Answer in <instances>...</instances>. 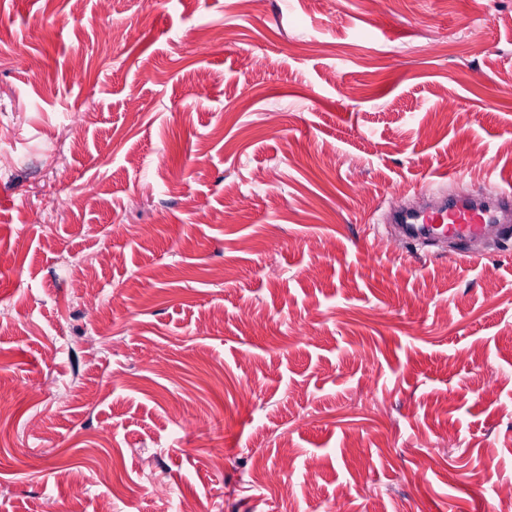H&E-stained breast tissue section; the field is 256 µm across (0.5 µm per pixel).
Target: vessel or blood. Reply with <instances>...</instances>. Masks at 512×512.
<instances>
[{"mask_svg":"<svg viewBox=\"0 0 512 512\" xmlns=\"http://www.w3.org/2000/svg\"><path fill=\"white\" fill-rule=\"evenodd\" d=\"M507 206H512L511 188L501 189L493 203L456 196L422 210L395 212L392 220L410 241H450L465 246L481 240L491 224L499 225L502 238H511L512 226L506 224L503 213Z\"/></svg>","mask_w":512,"mask_h":512,"instance_id":"vessel-or-blood-1","label":"vessel or blood"}]
</instances>
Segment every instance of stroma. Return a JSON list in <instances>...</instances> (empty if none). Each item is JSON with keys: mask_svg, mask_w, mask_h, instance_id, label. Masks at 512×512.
I'll use <instances>...</instances> for the list:
<instances>
[{"mask_svg": "<svg viewBox=\"0 0 512 512\" xmlns=\"http://www.w3.org/2000/svg\"><path fill=\"white\" fill-rule=\"evenodd\" d=\"M0 154V512H501L512 239L372 226L512 186V0H0Z\"/></svg>", "mask_w": 512, "mask_h": 512, "instance_id": "35a3bbf8", "label": "stroma"}]
</instances>
